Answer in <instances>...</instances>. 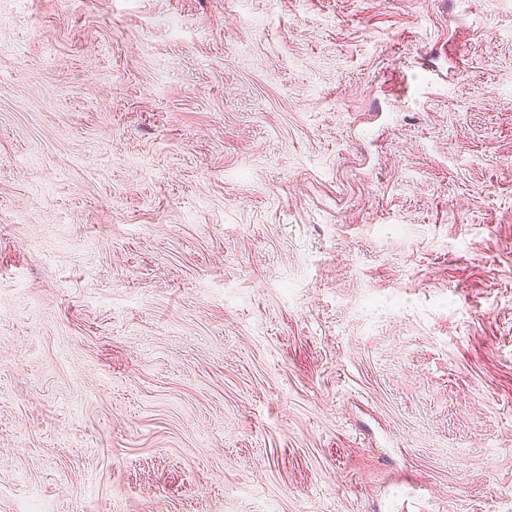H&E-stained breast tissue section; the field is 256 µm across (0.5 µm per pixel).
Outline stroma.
Returning a JSON list of instances; mask_svg holds the SVG:
<instances>
[{"mask_svg": "<svg viewBox=\"0 0 512 512\" xmlns=\"http://www.w3.org/2000/svg\"><path fill=\"white\" fill-rule=\"evenodd\" d=\"M512 512V0H0V512Z\"/></svg>", "mask_w": 512, "mask_h": 512, "instance_id": "stroma-1", "label": "stroma"}]
</instances>
